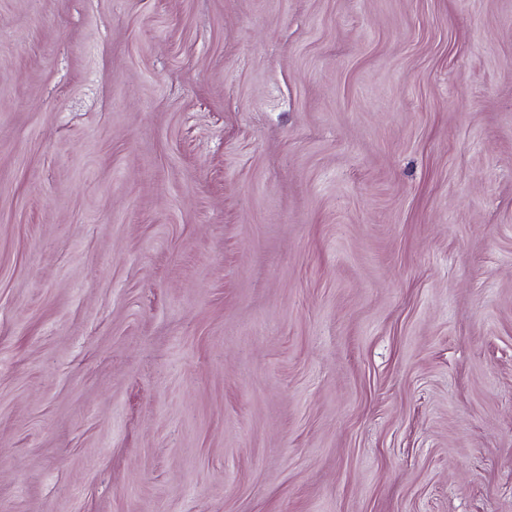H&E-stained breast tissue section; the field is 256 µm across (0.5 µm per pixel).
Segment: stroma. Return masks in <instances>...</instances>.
<instances>
[{"label": "stroma", "mask_w": 512, "mask_h": 512, "mask_svg": "<svg viewBox=\"0 0 512 512\" xmlns=\"http://www.w3.org/2000/svg\"><path fill=\"white\" fill-rule=\"evenodd\" d=\"M0 512H512V0H0Z\"/></svg>", "instance_id": "obj_1"}]
</instances>
